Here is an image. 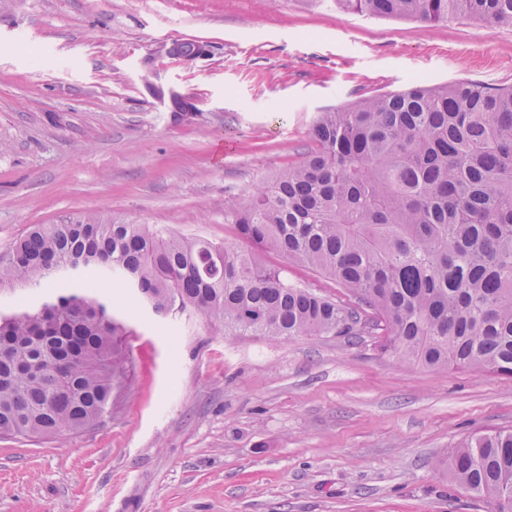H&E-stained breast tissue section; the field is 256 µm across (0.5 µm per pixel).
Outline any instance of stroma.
Here are the masks:
<instances>
[{"instance_id":"35a3bbf8","label":"stroma","mask_w":512,"mask_h":512,"mask_svg":"<svg viewBox=\"0 0 512 512\" xmlns=\"http://www.w3.org/2000/svg\"><path fill=\"white\" fill-rule=\"evenodd\" d=\"M177 39L213 54L153 59ZM421 76L512 85V27L332 0H0V251L85 214L240 246L225 210L303 158L317 113ZM153 83L195 99V118ZM100 291L121 326L112 412L62 437H0V512H495L440 461L512 429V377L431 370L373 336H227L192 310L124 311L120 280Z\"/></svg>"}]
</instances>
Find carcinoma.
<instances>
[{"mask_svg":"<svg viewBox=\"0 0 512 512\" xmlns=\"http://www.w3.org/2000/svg\"><path fill=\"white\" fill-rule=\"evenodd\" d=\"M425 24L512 27V0H336ZM303 159L225 212L239 237L313 268L358 301L294 285L250 251L144 224H36L0 254V284L49 282L39 309L0 317V436L94 428L112 412L119 326L97 276L162 312L234 336H378L430 369L512 376V88L428 84L318 113ZM450 478L512 512V430L448 448Z\"/></svg>","mask_w":512,"mask_h":512,"instance_id":"cac0c4a2","label":"carcinoma"}]
</instances>
